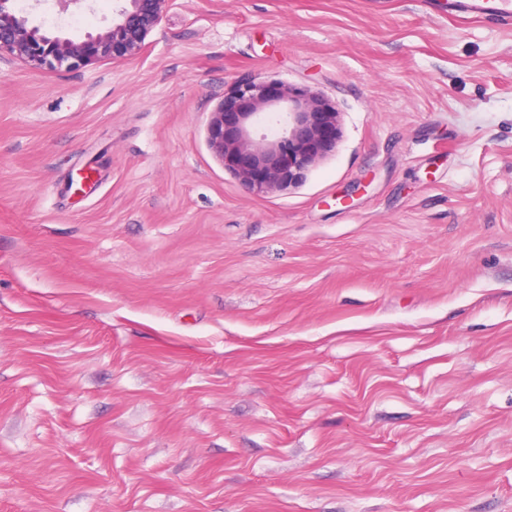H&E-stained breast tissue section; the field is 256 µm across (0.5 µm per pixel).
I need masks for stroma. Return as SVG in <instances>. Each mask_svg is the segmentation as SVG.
<instances>
[{
    "mask_svg": "<svg viewBox=\"0 0 512 512\" xmlns=\"http://www.w3.org/2000/svg\"><path fill=\"white\" fill-rule=\"evenodd\" d=\"M251 77L340 120L267 193L207 140ZM0 512H512V25L170 0L133 60H1Z\"/></svg>",
    "mask_w": 512,
    "mask_h": 512,
    "instance_id": "1",
    "label": "stroma"
}]
</instances>
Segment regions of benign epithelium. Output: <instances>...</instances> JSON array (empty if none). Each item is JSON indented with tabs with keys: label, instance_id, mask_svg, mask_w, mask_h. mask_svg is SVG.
<instances>
[{
	"label": "benign epithelium",
	"instance_id": "obj_1",
	"mask_svg": "<svg viewBox=\"0 0 512 512\" xmlns=\"http://www.w3.org/2000/svg\"><path fill=\"white\" fill-rule=\"evenodd\" d=\"M13 0H0V59L9 57L32 72L72 69L104 60L136 58L158 25L169 0H116L112 26L75 40L35 26L16 13ZM273 108L278 129L256 135L254 119ZM339 113L310 91L275 90L259 78L237 84L212 113L210 149L251 192L284 189L336 150Z\"/></svg>",
	"mask_w": 512,
	"mask_h": 512
}]
</instances>
